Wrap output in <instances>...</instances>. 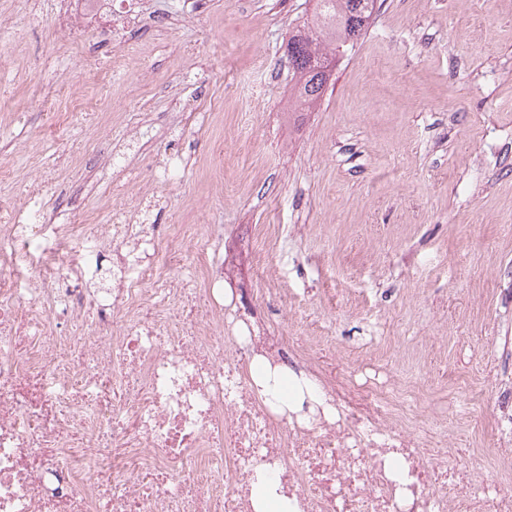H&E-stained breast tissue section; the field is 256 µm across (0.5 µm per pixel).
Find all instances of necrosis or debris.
Wrapping results in <instances>:
<instances>
[{
    "mask_svg": "<svg viewBox=\"0 0 512 512\" xmlns=\"http://www.w3.org/2000/svg\"><path fill=\"white\" fill-rule=\"evenodd\" d=\"M52 173L0 196V512H253L270 474L296 512H512V385L498 387L497 481L464 466L418 387L326 371L277 311L255 332L224 300V257L195 226L56 224ZM304 375L317 401L280 415L256 357Z\"/></svg>",
    "mask_w": 512,
    "mask_h": 512,
    "instance_id": "1",
    "label": "necrosis or debris"
}]
</instances>
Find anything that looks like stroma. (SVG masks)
<instances>
[{
    "instance_id": "stroma-1",
    "label": "stroma",
    "mask_w": 512,
    "mask_h": 512,
    "mask_svg": "<svg viewBox=\"0 0 512 512\" xmlns=\"http://www.w3.org/2000/svg\"><path fill=\"white\" fill-rule=\"evenodd\" d=\"M312 0H115L77 32L64 0H0V194L37 168L84 224L141 201L163 235L196 224L224 250V284L266 316L258 259L278 265L301 336L357 382L386 364L424 385L421 417L475 393L466 465L496 447L492 379L512 378V0H377L322 100L294 109L288 38ZM59 98L45 130L35 96ZM123 154L103 168L97 155ZM185 169L162 173L171 156ZM436 338L440 352L425 349Z\"/></svg>"
}]
</instances>
